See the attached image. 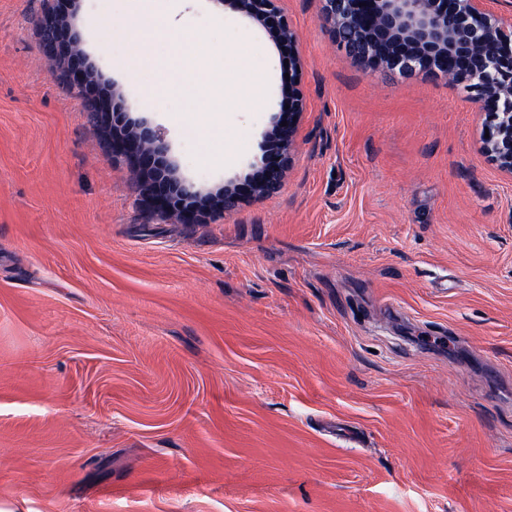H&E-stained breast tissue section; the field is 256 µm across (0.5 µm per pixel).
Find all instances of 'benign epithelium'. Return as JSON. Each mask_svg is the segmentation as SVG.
<instances>
[{
	"label": "benign epithelium",
	"instance_id": "benign-epithelium-1",
	"mask_svg": "<svg viewBox=\"0 0 512 512\" xmlns=\"http://www.w3.org/2000/svg\"><path fill=\"white\" fill-rule=\"evenodd\" d=\"M325 20L348 54L362 66L385 63L393 50L402 51L406 66L419 63L442 73L448 61L458 66L457 80L474 93L485 110L486 129L482 149L498 168L512 175V61L499 56L501 42L512 36L504 20L485 12L483 0H325ZM237 10L267 29L288 58L281 78L280 112L276 116L279 147L265 152L257 179L241 187L234 183L224 190L204 195L193 187L168 178L161 164L166 147L159 135L147 128H135L106 139L111 151L125 155L135 169L147 173L139 182L141 200L156 214L173 216L181 224H198L213 212L234 209L242 196H269L281 187L294 143L296 126L304 102L297 87L301 69L294 53L296 35L288 21L278 16L275 0H234ZM55 28V36L42 41V48L64 72V87L85 91L93 80L84 65L81 51L70 41L67 14L61 10L46 21H37L40 30ZM287 125H282V122Z\"/></svg>",
	"mask_w": 512,
	"mask_h": 512
}]
</instances>
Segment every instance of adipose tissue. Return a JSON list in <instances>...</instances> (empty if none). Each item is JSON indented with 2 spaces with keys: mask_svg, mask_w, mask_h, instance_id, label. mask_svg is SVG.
<instances>
[{
  "mask_svg": "<svg viewBox=\"0 0 512 512\" xmlns=\"http://www.w3.org/2000/svg\"><path fill=\"white\" fill-rule=\"evenodd\" d=\"M132 17L124 30L129 46L127 67L130 72L154 77L152 94L171 92L172 87L164 79L171 68L170 58L157 56L153 46L172 34V15L168 0H134Z\"/></svg>",
  "mask_w": 512,
  "mask_h": 512,
  "instance_id": "1",
  "label": "adipose tissue"
}]
</instances>
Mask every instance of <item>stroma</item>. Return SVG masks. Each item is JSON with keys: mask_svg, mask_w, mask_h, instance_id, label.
<instances>
[{"mask_svg": "<svg viewBox=\"0 0 512 512\" xmlns=\"http://www.w3.org/2000/svg\"><path fill=\"white\" fill-rule=\"evenodd\" d=\"M58 4L0 0V512H512V176L471 93L364 68L324 0H275L305 103L283 185L181 224L44 56ZM131 8L70 0L94 88L175 178L244 183L275 44L231 0H172L184 92L157 98L124 66ZM197 41L264 97L197 112Z\"/></svg>", "mask_w": 512, "mask_h": 512, "instance_id": "obj_1", "label": "stroma"}]
</instances>
